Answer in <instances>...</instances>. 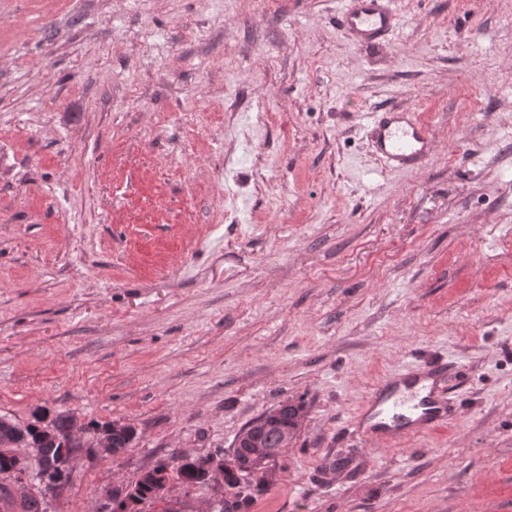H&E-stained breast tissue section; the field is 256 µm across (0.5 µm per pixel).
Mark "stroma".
Returning a JSON list of instances; mask_svg holds the SVG:
<instances>
[{
  "mask_svg": "<svg viewBox=\"0 0 512 512\" xmlns=\"http://www.w3.org/2000/svg\"><path fill=\"white\" fill-rule=\"evenodd\" d=\"M0 0V416L133 425L49 512L306 417L249 512H512V0ZM438 147L391 170L373 112ZM457 363L447 424L373 444L385 377ZM391 0H344L339 17L342 30L356 43L371 46L390 35L398 26Z\"/></svg>",
  "mask_w": 512,
  "mask_h": 512,
  "instance_id": "35a3bbf8",
  "label": "stroma"
}]
</instances>
